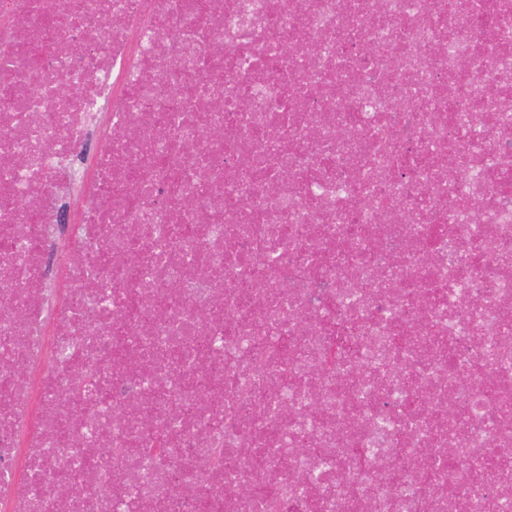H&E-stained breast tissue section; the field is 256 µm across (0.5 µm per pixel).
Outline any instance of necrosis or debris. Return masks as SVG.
<instances>
[{
  "mask_svg": "<svg viewBox=\"0 0 512 512\" xmlns=\"http://www.w3.org/2000/svg\"><path fill=\"white\" fill-rule=\"evenodd\" d=\"M129 501L512 512V0H0V512Z\"/></svg>",
  "mask_w": 512,
  "mask_h": 512,
  "instance_id": "necrosis-or-debris-1",
  "label": "necrosis or debris"
}]
</instances>
